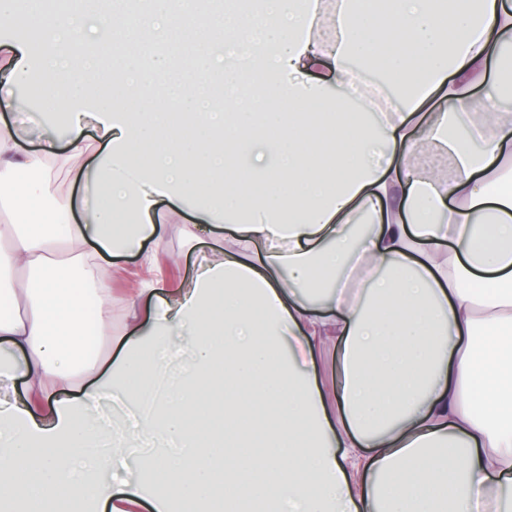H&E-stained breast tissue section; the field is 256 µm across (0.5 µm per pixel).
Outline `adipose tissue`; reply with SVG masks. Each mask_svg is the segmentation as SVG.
<instances>
[{
	"mask_svg": "<svg viewBox=\"0 0 512 512\" xmlns=\"http://www.w3.org/2000/svg\"><path fill=\"white\" fill-rule=\"evenodd\" d=\"M112 10L128 13L126 0ZM97 121L94 165L82 136L90 106L84 19L64 15L56 64L0 40V111L20 84L48 88L42 135L66 152L21 153L0 129V200L38 196L26 176L53 158L80 168L79 222L15 225L0 244V501L70 498L112 512H512V8L502 0H256L225 26L183 25L171 0L128 13ZM191 49L200 72L180 112L149 89L170 54L142 60V37ZM331 66L329 81L317 73ZM224 83L215 101L212 77ZM485 83L483 97L473 89ZM445 145L452 175L415 165L418 138ZM478 150H471L470 142ZM224 223L223 255L202 256L161 293L153 331L113 337L111 258L160 243L157 205ZM179 339L192 374L156 396L139 434L167 443L146 480L108 479V432L88 408L117 392L141 401L156 351ZM121 352L89 382L102 354ZM336 344L328 406L315 354ZM102 480L78 484V458Z\"/></svg>",
	"mask_w": 512,
	"mask_h": 512,
	"instance_id": "ef3b65f1",
	"label": "adipose tissue"
}]
</instances>
